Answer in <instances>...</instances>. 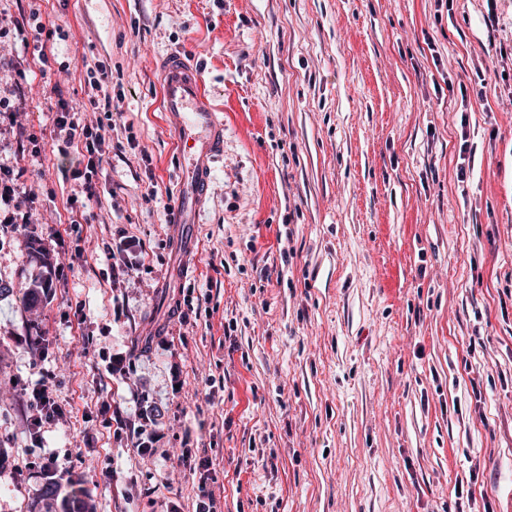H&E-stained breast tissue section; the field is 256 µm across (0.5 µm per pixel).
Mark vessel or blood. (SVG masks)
<instances>
[{
  "label": "vessel or blood",
  "mask_w": 512,
  "mask_h": 512,
  "mask_svg": "<svg viewBox=\"0 0 512 512\" xmlns=\"http://www.w3.org/2000/svg\"><path fill=\"white\" fill-rule=\"evenodd\" d=\"M168 127L179 148L190 157L172 223H194L206 196L212 164L224 151V121L211 106L193 63L177 53L159 60Z\"/></svg>",
  "instance_id": "b4317fda"
}]
</instances>
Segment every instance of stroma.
Segmentation results:
<instances>
[{
	"instance_id": "stroma-1",
	"label": "stroma",
	"mask_w": 512,
	"mask_h": 512,
	"mask_svg": "<svg viewBox=\"0 0 512 512\" xmlns=\"http://www.w3.org/2000/svg\"><path fill=\"white\" fill-rule=\"evenodd\" d=\"M171 51L224 120L189 250ZM98 62L111 137L136 147L78 213L50 105L93 118ZM0 100L26 219L0 203V512H45L48 449L79 490L52 512H192L190 448L222 512H459L465 479L471 512H512V0H0ZM37 365L68 411L40 445L20 390Z\"/></svg>"
}]
</instances>
